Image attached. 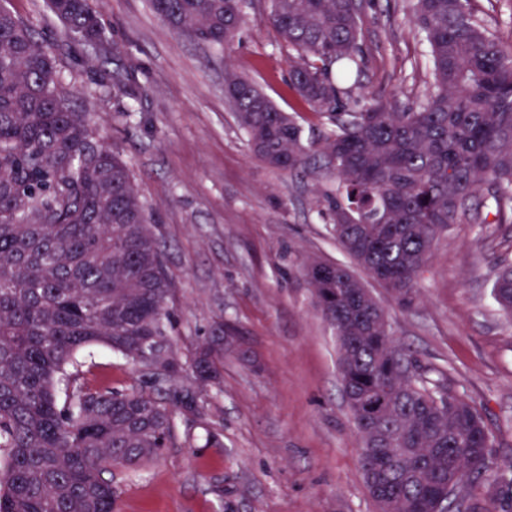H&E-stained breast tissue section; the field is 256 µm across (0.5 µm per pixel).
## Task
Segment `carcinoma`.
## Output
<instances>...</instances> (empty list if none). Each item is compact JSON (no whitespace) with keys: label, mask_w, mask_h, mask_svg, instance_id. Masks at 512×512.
<instances>
[{"label":"carcinoma","mask_w":512,"mask_h":512,"mask_svg":"<svg viewBox=\"0 0 512 512\" xmlns=\"http://www.w3.org/2000/svg\"><path fill=\"white\" fill-rule=\"evenodd\" d=\"M177 35L224 50L240 0H150ZM432 84L415 104L361 105L347 82L364 64L362 15L372 0H268L266 22L288 47L290 89L325 125L303 139L247 77L224 90L254 156L335 182L322 191L336 242L401 309L453 224L512 222V42L490 33L470 0H411ZM65 34L93 47L105 35L91 0H45ZM65 56L15 13L0 12V512H114L112 470L153 461L176 440V415L201 416L224 374L217 323L190 362L168 328L174 285L160 234L129 165L71 109ZM492 200L494 220L482 212ZM306 276L331 326L364 479L379 512H472L457 489L484 478L487 512H512V462L488 472L492 439L479 411L417 372L387 329L380 302L346 267L314 260ZM512 314V265L492 288ZM137 385L89 389L67 368L91 345L134 361L158 340ZM66 386L60 400L57 385ZM381 396L374 416L364 399Z\"/></svg>","instance_id":"obj_1"}]
</instances>
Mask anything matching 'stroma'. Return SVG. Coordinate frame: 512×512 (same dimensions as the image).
I'll list each match as a JSON object with an SVG mask.
<instances>
[{"label": "stroma", "mask_w": 512, "mask_h": 512, "mask_svg": "<svg viewBox=\"0 0 512 512\" xmlns=\"http://www.w3.org/2000/svg\"><path fill=\"white\" fill-rule=\"evenodd\" d=\"M40 40L64 41L43 0H6ZM108 50L71 44L65 89L106 144L133 170L164 243L175 289L169 334L181 358L216 322L247 332L252 362L224 360L222 389L204 419L177 416L193 434L136 473L113 471L116 512H376L342 392L336 341L312 297L307 260L352 268L385 306L393 336L414 365L482 415L491 460L512 462V315L494 301L501 260L512 262V224L485 237L455 224L421 271L420 303L404 311L355 266L329 232L319 165L300 173L253 156L224 95V69L251 78L304 135L319 118L289 88L287 51L260 21L264 0H242L244 24L220 51L173 33L148 0H93ZM367 98L414 102L429 61L410 21L409 0H376L363 14ZM125 92L112 94L114 80ZM92 388L137 384V366L100 347L76 356ZM220 446L207 444V432Z\"/></svg>", "instance_id": "35a3bbf8"}]
</instances>
